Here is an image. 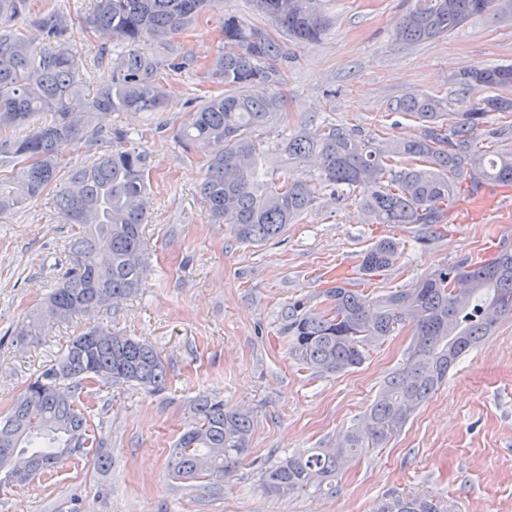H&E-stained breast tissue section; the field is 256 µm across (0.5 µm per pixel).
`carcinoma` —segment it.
I'll return each mask as SVG.
<instances>
[{
    "mask_svg": "<svg viewBox=\"0 0 512 512\" xmlns=\"http://www.w3.org/2000/svg\"><path fill=\"white\" fill-rule=\"evenodd\" d=\"M321 0H256L257 6L288 37L315 44L329 25ZM496 0H414L397 19L393 34L421 42L444 36ZM218 0H96L85 20L108 41L124 45L117 54L112 84L90 99L83 94L69 37L73 20L52 12L36 21L37 38L51 49L37 52L23 34L0 35V130L28 129L0 140V165L17 162L3 184L0 213L38 197L56 180L66 145H93L101 131L96 112H158L168 106L166 75L200 70L202 79L224 86L194 113L180 135L186 149L207 153L200 194L210 211L243 243L262 244L279 237L312 206L316 187L301 178L265 180L270 151L281 160L319 162V184L347 190L368 224L418 225L424 238L448 218V203L460 190L480 184L512 183V151L491 155L479 145L491 112H512V65L471 69L458 78L462 90L479 87L507 94L484 97L462 112L448 101L411 93L399 109L422 122L410 140L375 144L340 125L303 127L270 149L255 132L276 120L282 100L280 64L288 49L261 28L226 15L219 29L217 55L202 64L172 42L174 36ZM30 11V0H0V27ZM149 37L164 45L163 55L148 53ZM50 115V121L38 117ZM130 132L112 130V150L76 168L57 200L60 217L78 227L69 264L47 300L20 326L18 336L34 338L44 324L100 308L135 293L146 272L142 224L149 209L146 156ZM397 243L380 239L362 256L367 279L355 288L336 284L325 291L329 306L312 308L302 300L288 304L284 332L288 350L300 365L336 374L363 364L365 352L395 330L409 326L413 342L407 362L389 376L360 426L346 432L334 448H315L277 460L263 472V487L273 494L333 489L336 474L362 449L386 443L445 379L464 353L492 335L497 320L512 315V252L497 251L425 275L409 288L378 295L373 278L392 267ZM98 328L70 341L54 364L31 381L7 416L0 420V484H25L63 464L67 457L95 450L109 463L80 406L83 389L94 382L132 383L153 391L167 379L162 358L151 346L119 334L112 342L94 339ZM65 381L52 391L47 384ZM249 417L202 396L193 420L176 442L169 464L177 480H222L250 455ZM376 512H442L427 497H395Z\"/></svg>",
    "mask_w": 512,
    "mask_h": 512,
    "instance_id": "cac0c4a2",
    "label": "carcinoma"
}]
</instances>
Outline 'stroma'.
I'll use <instances>...</instances> for the list:
<instances>
[{
    "mask_svg": "<svg viewBox=\"0 0 512 512\" xmlns=\"http://www.w3.org/2000/svg\"><path fill=\"white\" fill-rule=\"evenodd\" d=\"M413 0H324L330 27L316 45L289 43L278 87L279 120L258 138L276 145L303 126L343 125L373 141L411 139L420 122L397 111L405 95L425 93L470 100L457 82L463 68L512 64V13L477 16L448 36L422 43L396 40V18ZM94 0H32L29 17L12 32L32 34L34 16L54 9L71 16L70 41L84 93L112 80L113 58L86 29ZM271 28L252 0H221L177 35L202 60L217 53V27L225 14ZM169 106L161 112L95 114L104 131L141 133L147 156L150 207L143 235L149 272L133 296L50 322L40 336L20 340L26 314L42 302L69 263L76 233L56 206L71 167L91 162L112 144L65 147L68 164L53 186L23 208L0 214V418L28 383L55 362L84 328L98 326L157 350L167 369L162 391L98 383L81 402L112 465L77 456L51 475L0 491V512H373L395 496H432L444 512H512V316L465 353L439 388L386 445L364 449L339 474L335 494L313 491L280 496L261 486L264 469L307 448H329L355 428L385 377L402 367L412 341L402 328L349 372L320 375L288 354L283 332L289 303L324 306L329 274L343 268L360 276L361 255L376 240L398 243L396 263L378 288L410 287L416 278L467 256L512 249V209L483 213L456 198L448 224L418 242L413 229L367 224L353 199L319 191L311 208L283 235L262 245L237 241L210 214L199 194L205 157L181 148L177 134L220 86L192 72L169 76ZM202 395L223 398L253 422L251 453L222 481L181 482L168 462L175 442Z\"/></svg>",
    "mask_w": 512,
    "mask_h": 512,
    "instance_id": "stroma-1",
    "label": "stroma"
}]
</instances>
